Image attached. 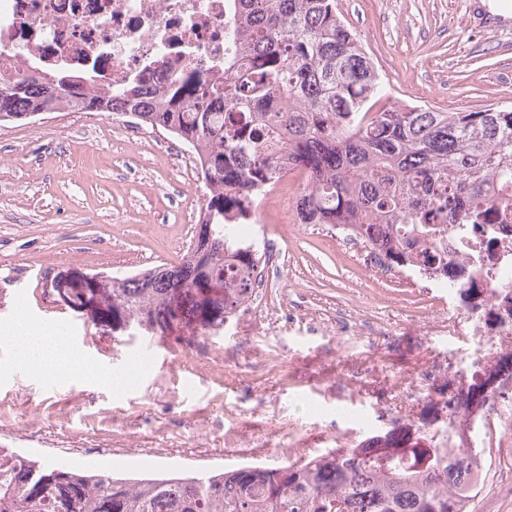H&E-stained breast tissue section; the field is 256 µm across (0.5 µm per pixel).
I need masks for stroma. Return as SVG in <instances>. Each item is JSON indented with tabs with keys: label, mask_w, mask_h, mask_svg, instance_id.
<instances>
[{
	"label": "stroma",
	"mask_w": 512,
	"mask_h": 512,
	"mask_svg": "<svg viewBox=\"0 0 512 512\" xmlns=\"http://www.w3.org/2000/svg\"><path fill=\"white\" fill-rule=\"evenodd\" d=\"M487 3L336 0V12L388 79L391 103L470 112L512 106V18L483 26ZM156 135L109 112L0 124V324L26 308L77 324L75 344L114 371L145 364L117 393L14 367L0 377V448L137 474L204 473L274 452L294 462L345 434L356 448H429L432 431L449 426L458 447L473 443L482 399L512 376V356L458 371L473 339L441 322L471 294L378 269L332 225L300 223L296 195L259 227L270 260L250 318L133 336L101 323L96 305L72 309L67 291L89 276L179 265L195 235L205 185L192 154L159 152ZM312 317L354 325L315 335ZM342 405L379 427L361 430L338 415Z\"/></svg>",
	"instance_id": "stroma-1"
}]
</instances>
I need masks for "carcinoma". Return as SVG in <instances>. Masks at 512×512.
I'll use <instances>...</instances> for the list:
<instances>
[{"label": "carcinoma", "instance_id": "obj_1", "mask_svg": "<svg viewBox=\"0 0 512 512\" xmlns=\"http://www.w3.org/2000/svg\"><path fill=\"white\" fill-rule=\"evenodd\" d=\"M224 43L221 81L197 73L150 90L0 74V123L33 112L131 113L188 145L207 188L180 265L85 288L68 296L71 306L95 300L126 329L224 325L264 264L244 235L257 194L297 167L308 177L296 201L301 223L359 234L389 272L462 287V276L448 275V236L512 224V108H375L387 83L334 0H230ZM400 452L420 467L355 448L333 466L328 451L263 475L244 465L123 477L16 454L0 458V512H468L466 458Z\"/></svg>", "mask_w": 512, "mask_h": 512}]
</instances>
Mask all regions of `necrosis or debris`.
<instances>
[{"label":"necrosis or debris","mask_w":512,"mask_h":512,"mask_svg":"<svg viewBox=\"0 0 512 512\" xmlns=\"http://www.w3.org/2000/svg\"><path fill=\"white\" fill-rule=\"evenodd\" d=\"M224 49V0H0V70L8 73L93 71L113 86L134 80L152 88L187 69L216 77ZM495 236L489 251L449 244L478 298L500 310L491 334L468 313V333L479 339L471 367L486 349H512V225H496Z\"/></svg>","instance_id":"necrosis-or-debris-1"}]
</instances>
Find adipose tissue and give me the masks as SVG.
<instances>
[{
    "instance_id": "obj_1",
    "label": "adipose tissue",
    "mask_w": 512,
    "mask_h": 512,
    "mask_svg": "<svg viewBox=\"0 0 512 512\" xmlns=\"http://www.w3.org/2000/svg\"><path fill=\"white\" fill-rule=\"evenodd\" d=\"M6 331L19 340L14 354L15 364L32 375L66 381L80 374L114 391L122 390L124 386L123 376L112 372L110 367L90 361L53 324L34 323L27 312L21 311Z\"/></svg>"
}]
</instances>
